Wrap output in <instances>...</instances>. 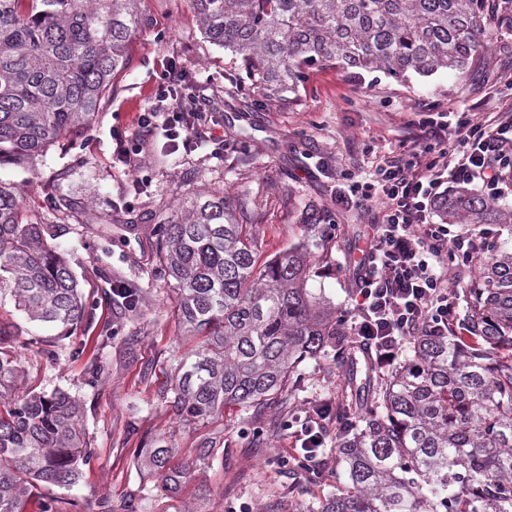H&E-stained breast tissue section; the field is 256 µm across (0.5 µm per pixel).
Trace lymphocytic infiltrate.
Wrapping results in <instances>:
<instances>
[{
  "label": "lymphocytic infiltrate",
  "instance_id": "f902f5d3",
  "mask_svg": "<svg viewBox=\"0 0 512 512\" xmlns=\"http://www.w3.org/2000/svg\"><path fill=\"white\" fill-rule=\"evenodd\" d=\"M177 80L192 82V72L169 62L155 109L140 113L137 124L146 132L163 128L173 146L187 150L202 132L197 103L176 92ZM409 124L419 131L412 148L387 160L369 180L350 179L345 193L349 202L378 207L380 213L370 227L353 285L358 316L354 340L378 369L394 364L402 343L413 336L462 333L448 284L471 269L483 250L476 235L454 234L434 222L443 185H471L492 201L512 195L511 112L486 120L465 106L449 118L430 106L414 112ZM448 131L454 144L444 140ZM327 415L321 406L308 409L293 433L299 443L296 455L310 472L324 464L318 450Z\"/></svg>",
  "mask_w": 512,
  "mask_h": 512
}]
</instances>
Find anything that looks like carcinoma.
<instances>
[{
	"label": "carcinoma",
	"mask_w": 512,
	"mask_h": 512,
	"mask_svg": "<svg viewBox=\"0 0 512 512\" xmlns=\"http://www.w3.org/2000/svg\"><path fill=\"white\" fill-rule=\"evenodd\" d=\"M144 0H0V161L25 162L85 131L129 47L150 25ZM209 41L241 56L252 85L268 96L297 93L305 69L336 64L408 74L464 73L482 48L485 0H192ZM449 223L506 224L512 210L468 189L438 205ZM160 270L176 281L175 307L188 337H201L175 366L162 395L184 426L208 424L224 407L260 409L300 382L299 366L330 346L354 368V350L321 297L306 288L310 254L296 247L257 267L253 241L224 192L199 189L155 227ZM112 301L123 313L145 291L121 280ZM33 322L70 336L91 320L68 261L23 223L17 189L0 182V296ZM467 335L413 336L408 355L378 374L367 394L332 407L348 425L334 454L344 481L302 512H512V251L477 263L463 290ZM0 324V512H25L37 485L70 489L94 455L83 405L68 392L14 395L24 371ZM83 349H41L49 362ZM109 359L86 365L96 388ZM159 436L136 450L138 474L151 479L98 512H151L196 468L174 462Z\"/></svg>",
	"instance_id": "cac0c4a2"
}]
</instances>
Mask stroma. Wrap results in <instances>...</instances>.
Segmentation results:
<instances>
[{"instance_id":"obj_1","label":"stroma","mask_w":512,"mask_h":512,"mask_svg":"<svg viewBox=\"0 0 512 512\" xmlns=\"http://www.w3.org/2000/svg\"><path fill=\"white\" fill-rule=\"evenodd\" d=\"M143 8L152 24L133 40L129 65L114 78L90 127L31 162L0 163V181L21 190L27 223L51 225L48 244L67 259L94 305L92 320L76 333L83 355L49 364L39 346L56 342L59 329L27 320L10 296L0 297V322L13 333L12 347L21 351L27 388L62 389L79 399L95 450L77 485L34 489L28 512H39L47 497L63 498L66 512H96L104 495L127 499L139 484L133 455L159 435L168 436L190 462L200 436H207L223 448L224 461L198 464L195 480L176 497L158 498L153 512H183L198 503L202 482L213 493L203 503L206 512H298L301 501L335 488L339 469L331 457L321 472L304 474L288 456L293 440L285 424L307 402L335 403L348 383L366 393L367 372L349 379L328 351L305 360L300 384L288 386L262 414L231 406L209 424L179 426L158 395L173 360L196 345L180 336L174 281L156 279L138 314L125 316L109 298L110 284L151 271L158 261L154 221L176 210L193 189H216L243 209L259 263L304 246L313 261L308 288L330 302L338 319L352 320L347 262L359 258L379 213L337 204L345 173L365 176L399 155L416 137L408 120L423 103L443 112L463 103L479 113L512 111V29L495 26L493 39L484 40L461 76L439 72L400 82L380 72L358 76L324 66L309 72L298 94L268 100L251 92L240 57L204 37L190 0H145ZM171 57L195 71L201 112L214 117L224 154L213 157L204 139L195 151L171 152L158 134L144 142L140 165L128 171L112 162V127L119 124L137 135L138 115L153 105ZM56 181L72 209H50L48 191ZM308 204L329 211L331 223L306 224L302 211ZM106 325L115 332L108 350L112 375L93 390L83 383V368L97 353V336ZM130 336L138 339L132 348L126 343Z\"/></svg>"}]
</instances>
